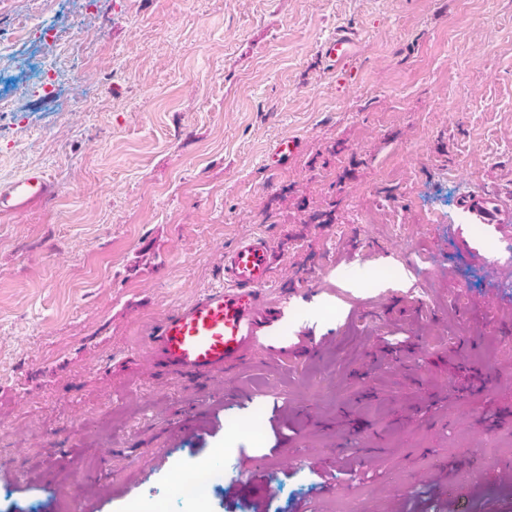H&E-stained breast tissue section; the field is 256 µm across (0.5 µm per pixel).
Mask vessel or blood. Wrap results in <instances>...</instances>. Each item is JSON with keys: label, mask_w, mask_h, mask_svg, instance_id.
I'll return each instance as SVG.
<instances>
[{"label": "vessel or blood", "mask_w": 512, "mask_h": 512, "mask_svg": "<svg viewBox=\"0 0 512 512\" xmlns=\"http://www.w3.org/2000/svg\"><path fill=\"white\" fill-rule=\"evenodd\" d=\"M356 47L355 34L341 30L322 45L321 54L335 68L347 65ZM54 193L48 175L36 168L0 182V218L48 202ZM271 258L272 246L262 237L226 252L221 284L148 329L146 344L158 365L171 372L206 375L241 364L247 353L262 348L266 329L277 321L261 309Z\"/></svg>", "instance_id": "vessel-or-blood-1"}]
</instances>
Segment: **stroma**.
<instances>
[{
	"label": "stroma",
	"mask_w": 512,
	"mask_h": 512,
	"mask_svg": "<svg viewBox=\"0 0 512 512\" xmlns=\"http://www.w3.org/2000/svg\"><path fill=\"white\" fill-rule=\"evenodd\" d=\"M32 167L54 198L0 220V512H512V0H0V182ZM346 169L336 223H289ZM258 235L271 350L158 370L147 328ZM357 38L354 33L340 30L325 42L321 54L328 66L336 68L347 65L355 56ZM219 478L216 473L208 471L204 476L197 474L184 480L182 497L188 501H200Z\"/></svg>",
	"instance_id": "1"
}]
</instances>
